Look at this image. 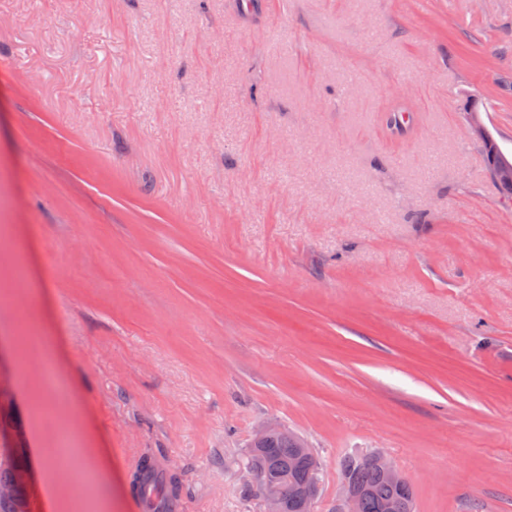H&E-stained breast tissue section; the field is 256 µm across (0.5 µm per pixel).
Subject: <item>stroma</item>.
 <instances>
[{"mask_svg":"<svg viewBox=\"0 0 512 512\" xmlns=\"http://www.w3.org/2000/svg\"><path fill=\"white\" fill-rule=\"evenodd\" d=\"M470 99L512 154V0H0L25 512H144L148 451L179 512H266L263 422L313 448L318 512L371 448L416 512H512V203ZM471 107L477 111H468L465 112V126L470 134V136L474 139L478 140H484L486 138V128L485 124L480 116V104H474L471 105ZM485 148V154H486V161H487V167L489 174L491 178L500 186V188L503 190V192L506 193L507 200L512 199V171L511 168L508 166H503L500 168L499 173L503 177H507L508 179L496 177L494 176L492 170L494 166L506 162L507 164L511 163L512 166V160L509 158V155L505 154L501 147L499 146L498 142L496 141L494 135L492 132L488 129V137L482 141ZM511 177V178H509ZM164 475L158 476V466L155 458L151 455H144L140 458L138 466L132 476L130 483L131 491L140 501L142 500L150 510L146 512H173L155 510L149 506L145 493L147 488L159 487L163 491V496L176 501L180 491V481L176 472H164Z\"/></svg>","mask_w":512,"mask_h":512,"instance_id":"stroma-1","label":"stroma"}]
</instances>
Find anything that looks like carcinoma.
<instances>
[{
	"instance_id": "1",
	"label": "carcinoma",
	"mask_w": 512,
	"mask_h": 512,
	"mask_svg": "<svg viewBox=\"0 0 512 512\" xmlns=\"http://www.w3.org/2000/svg\"><path fill=\"white\" fill-rule=\"evenodd\" d=\"M488 170L500 163H512L493 134L483 141ZM245 459L260 460L266 469V478L283 484L285 512H309L306 488L321 481L319 460L305 462L295 453L293 437L279 428H273L265 439L247 449ZM20 468L16 457L8 450H0V484L13 480ZM343 482L350 484L357 494L356 512H385V504L394 500L399 512H415L412 485L405 476L399 483L389 481L377 467L370 453L349 454L340 460ZM131 491L140 500H145L146 489L159 488L163 496L177 500L180 481L176 472L158 475L155 458L144 455L130 483Z\"/></svg>"
}]
</instances>
